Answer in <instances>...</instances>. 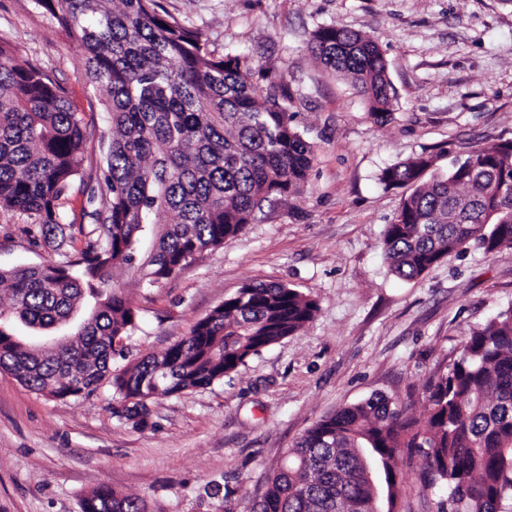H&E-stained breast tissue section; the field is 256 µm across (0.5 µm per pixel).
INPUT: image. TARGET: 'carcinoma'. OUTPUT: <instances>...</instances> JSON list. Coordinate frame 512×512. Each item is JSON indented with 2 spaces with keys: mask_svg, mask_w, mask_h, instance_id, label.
<instances>
[{
  "mask_svg": "<svg viewBox=\"0 0 512 512\" xmlns=\"http://www.w3.org/2000/svg\"><path fill=\"white\" fill-rule=\"evenodd\" d=\"M34 0L83 54L109 115L102 223L65 250L76 225L63 210L84 176L85 121L47 73L0 46V209L41 226L60 260L0 269V370L53 400L112 387L119 416L146 422L160 397L205 388L294 335L317 302L281 283H247L159 355L114 365L139 309L112 287L114 272L158 287L203 252L221 248L264 205L298 193L313 147L246 60L211 53L200 33L158 12V0ZM352 79L376 124L395 111L387 62L373 38L321 26L310 45ZM433 157L386 167L388 188H409L382 245L391 271L415 279L470 246H512V141L467 151L424 180ZM67 333L43 347L17 326ZM424 424L383 393L312 425L266 478L249 512H396L406 490L398 460L422 458L419 492L448 489L437 512H503L512 497V307L471 329L460 355L430 380ZM82 512H146L143 500L102 484Z\"/></svg>",
  "mask_w": 512,
  "mask_h": 512,
  "instance_id": "obj_1",
  "label": "carcinoma"
}]
</instances>
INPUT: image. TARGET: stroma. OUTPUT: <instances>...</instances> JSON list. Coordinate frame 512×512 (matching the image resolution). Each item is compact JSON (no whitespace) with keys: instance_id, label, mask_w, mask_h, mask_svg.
<instances>
[{"instance_id":"stroma-1","label":"stroma","mask_w":512,"mask_h":512,"mask_svg":"<svg viewBox=\"0 0 512 512\" xmlns=\"http://www.w3.org/2000/svg\"><path fill=\"white\" fill-rule=\"evenodd\" d=\"M218 55L246 59L261 91L286 105L314 147L300 192L264 207L224 247L157 288L116 272L139 309L130 359L158 354L249 282L282 283L315 299L298 333L230 377L158 398L147 426L114 417L110 386L52 400L0 372V512H81L100 484L144 499L147 512H247L283 453L322 417L382 392L425 418V389L458 358L472 327L512 306V247L450 256L423 276L393 275L381 241L404 189L382 170L427 152L454 154L512 141V0H159ZM373 36L397 93L377 125L350 80L309 51L318 27ZM0 44L49 73L86 123L91 187L102 180V90L83 56L33 0H0ZM31 219L0 209V267L56 259ZM421 459H400L408 488L398 512H436L420 494ZM228 483L230 497L210 495Z\"/></svg>"}]
</instances>
